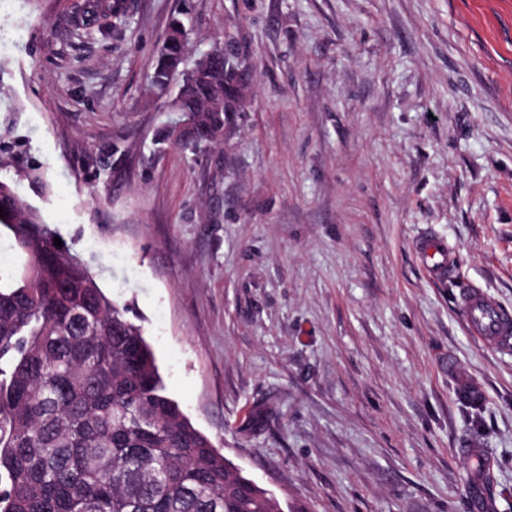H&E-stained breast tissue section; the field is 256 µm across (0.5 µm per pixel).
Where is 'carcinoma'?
Returning a JSON list of instances; mask_svg holds the SVG:
<instances>
[{
  "label": "carcinoma",
  "instance_id": "carcinoma-1",
  "mask_svg": "<svg viewBox=\"0 0 512 512\" xmlns=\"http://www.w3.org/2000/svg\"><path fill=\"white\" fill-rule=\"evenodd\" d=\"M117 9L91 6L82 26L108 27ZM187 43L166 35L157 91ZM195 65L170 111L211 137L248 104L223 49ZM0 208L27 224L23 273L0 284V512H280L234 472L165 386L143 328L81 265L58 257L40 212L0 180Z\"/></svg>",
  "mask_w": 512,
  "mask_h": 512
}]
</instances>
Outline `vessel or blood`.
Instances as JSON below:
<instances>
[{"label": "vessel or blood", "mask_w": 512, "mask_h": 512, "mask_svg": "<svg viewBox=\"0 0 512 512\" xmlns=\"http://www.w3.org/2000/svg\"><path fill=\"white\" fill-rule=\"evenodd\" d=\"M417 253L430 278L444 281L457 270V253L442 239L422 241ZM460 310L466 329L482 346L495 350L512 349V308L499 303L484 289H471Z\"/></svg>", "instance_id": "b4317fda"}]
</instances>
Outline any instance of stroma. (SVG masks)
Returning a JSON list of instances; mask_svg holds the SVG:
<instances>
[{"mask_svg":"<svg viewBox=\"0 0 512 512\" xmlns=\"http://www.w3.org/2000/svg\"><path fill=\"white\" fill-rule=\"evenodd\" d=\"M0 0V137L64 248L129 304L169 397L282 512H512V352L459 301L512 307V0ZM235 55L249 101L215 139L154 92ZM457 248L430 279L414 241ZM479 410L459 399L461 379ZM117 9L114 7L113 2L101 1L91 6L90 10L86 11L81 17L82 26L91 28L97 26L98 30H103L106 27H113L111 23H104L109 18H116ZM171 42L172 36L171 33L168 32L160 49L152 76V85L160 93L162 92V89L169 83V73L173 69H176L171 76V81L173 80L180 64L182 63V54H185L186 51L187 41L183 42L182 44L173 45ZM165 51H168L169 53L166 59L163 56ZM460 310L466 329L482 346L495 351L512 348V308L499 303L482 288H472Z\"/></svg>","mask_w":512,"mask_h":512,"instance_id":"obj_1","label":"stroma"}]
</instances>
